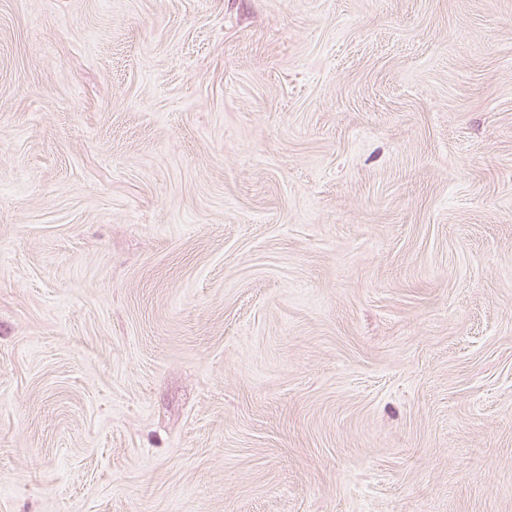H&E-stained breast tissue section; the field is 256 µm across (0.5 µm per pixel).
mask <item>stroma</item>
<instances>
[{
  "mask_svg": "<svg viewBox=\"0 0 512 512\" xmlns=\"http://www.w3.org/2000/svg\"><path fill=\"white\" fill-rule=\"evenodd\" d=\"M0 512H512V0H0Z\"/></svg>",
  "mask_w": 512,
  "mask_h": 512,
  "instance_id": "1",
  "label": "stroma"
}]
</instances>
